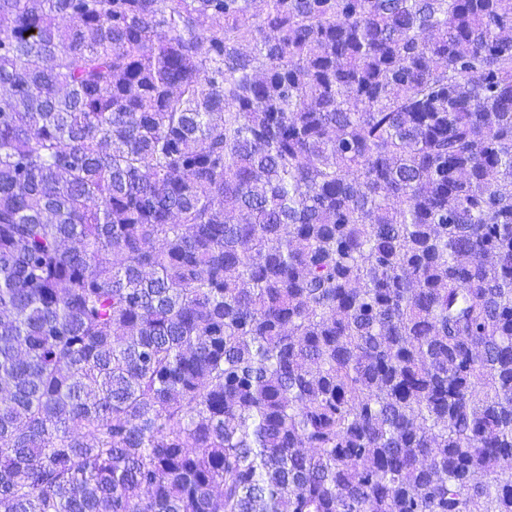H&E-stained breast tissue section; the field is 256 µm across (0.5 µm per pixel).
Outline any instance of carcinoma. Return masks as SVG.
Returning <instances> with one entry per match:
<instances>
[{
  "mask_svg": "<svg viewBox=\"0 0 512 512\" xmlns=\"http://www.w3.org/2000/svg\"><path fill=\"white\" fill-rule=\"evenodd\" d=\"M0 512H512V0H0Z\"/></svg>",
  "mask_w": 512,
  "mask_h": 512,
  "instance_id": "1",
  "label": "carcinoma"
}]
</instances>
